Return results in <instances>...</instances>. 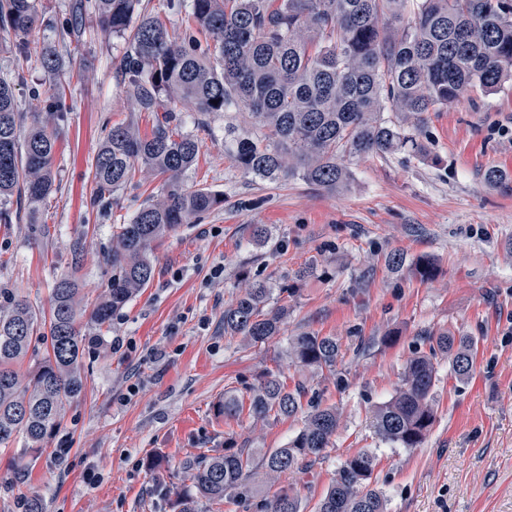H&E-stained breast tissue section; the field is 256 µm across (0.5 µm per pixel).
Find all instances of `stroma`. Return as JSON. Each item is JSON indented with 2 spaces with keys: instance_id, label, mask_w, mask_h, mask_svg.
Returning a JSON list of instances; mask_svg holds the SVG:
<instances>
[{
  "instance_id": "obj_1",
  "label": "stroma",
  "mask_w": 512,
  "mask_h": 512,
  "mask_svg": "<svg viewBox=\"0 0 512 512\" xmlns=\"http://www.w3.org/2000/svg\"><path fill=\"white\" fill-rule=\"evenodd\" d=\"M74 4L42 0L29 35L63 62L69 110L54 190L34 213L18 197L0 198V288L44 312L55 282L72 272L85 304L95 302L112 276L103 255L117 225L164 183L138 171L114 198L94 203L92 164L110 128L130 123L148 134L156 115L127 94L125 42L103 33L94 11L79 35L61 37L56 23ZM13 43L0 32V76L22 72L20 111L44 114L38 93L51 77ZM178 118L199 144L185 186L221 193L224 203L153 244L154 278L97 330L81 358L83 390L45 446L0 447V512H22L21 500L34 495L43 512H177L190 484L185 461L228 442L282 448L302 428L298 416L256 422L220 413L225 397L248 401L269 370L339 412L324 458L279 479L296 486L304 512H315L337 467L364 448L377 457L387 512H512V79L429 113L427 156L344 158L350 179L333 191L244 173L224 143L225 125L254 132L242 109L204 113L183 103ZM491 168L505 183L485 181ZM257 224L265 239L254 237ZM78 240L84 257L75 272ZM394 250L406 258L397 271L386 262ZM421 254L435 262L431 278L413 270ZM251 280L288 308L279 335L255 347L224 333L225 308ZM445 331L476 340L473 375L456 378L438 357L434 421L420 447L381 441L373 409L395 394L407 362L428 352V334ZM305 332L340 339L335 372L289 360L291 337Z\"/></svg>"
}]
</instances>
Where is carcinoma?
Masks as SVG:
<instances>
[{"instance_id": "carcinoma-1", "label": "carcinoma", "mask_w": 512, "mask_h": 512, "mask_svg": "<svg viewBox=\"0 0 512 512\" xmlns=\"http://www.w3.org/2000/svg\"><path fill=\"white\" fill-rule=\"evenodd\" d=\"M138 0H94L103 29L127 40L121 69L140 110L159 112L151 134L132 125L108 132L93 164L95 199L122 190L136 167L165 176L160 196L127 224L117 226L105 257L112 267L107 288L89 312L102 327L154 276L153 242L224 203L209 189L189 190L182 176L196 162L198 141L182 132L175 105L192 101L200 112L243 107L262 135L242 137L224 129L244 172L268 181L298 176L323 189L345 183L343 157L405 150L427 154L421 139L427 115L473 89L491 92L512 77V0H190V17L210 42L176 37L160 17L137 13ZM39 0H0V30L14 34L15 52L32 54L28 34ZM50 74L61 67L56 49H40ZM22 72L0 77V197L17 194L35 209L54 189L52 171L66 87L54 80L42 91L49 123L18 111L14 86ZM401 112L407 127L383 117ZM272 295L254 281L224 310V331L249 345L275 336L284 307L267 308ZM83 300L74 276L53 288L49 317L9 288L0 289V447L23 437L40 448L57 427L65 406L83 387L80 351L93 343L77 324ZM430 353L407 363L400 386L373 415L381 441L418 447L433 423L437 353L451 356L463 379L474 369L470 336L428 335ZM303 367L336 370L341 345L334 336L305 333L289 341ZM34 364L18 369L28 354ZM305 387L290 390L274 371L250 394L249 415L294 417ZM336 409L311 404L303 427L284 448L259 457L242 448L202 454L184 464L192 486L179 512H213L224 494L235 493L256 512H302L291 487L254 504V489L287 472L311 468L332 444ZM376 456L359 451L337 468L316 512H386L375 486Z\"/></svg>"}]
</instances>
